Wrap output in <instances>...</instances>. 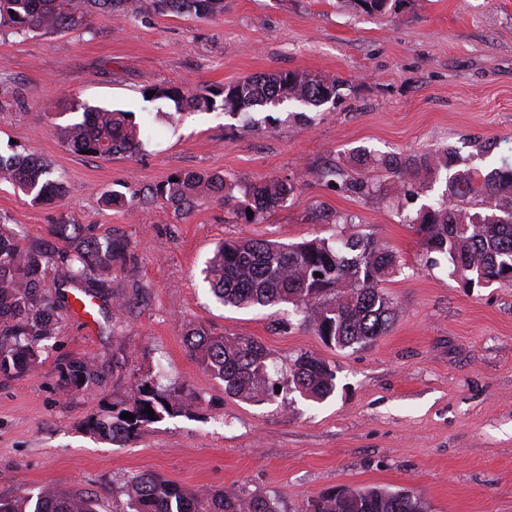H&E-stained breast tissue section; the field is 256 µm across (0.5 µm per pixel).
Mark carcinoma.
Instances as JSON below:
<instances>
[{"label":"carcinoma","mask_w":512,"mask_h":512,"mask_svg":"<svg viewBox=\"0 0 512 512\" xmlns=\"http://www.w3.org/2000/svg\"><path fill=\"white\" fill-rule=\"evenodd\" d=\"M398 0H357L366 13H385ZM152 11L212 17L224 11V0H0V34L15 35L76 31L86 26L94 12L122 18ZM340 84L299 71H279L239 80L207 94L179 87L154 86V101L173 103L175 111L217 105L230 115L255 106L286 101L319 106L336 99ZM66 147L94 157L117 153L134 155L143 150L139 125L130 113L87 107L83 119L59 129ZM456 156L436 150L421 158L386 156L380 164L392 174L395 189L413 196L408 181L419 169L436 181L445 177V193L434 205H422L404 217L420 236L428 252L444 255L455 273L469 286L512 285V164L482 175L455 171ZM177 181L166 179L153 195L174 211L186 213L201 195L224 203L227 212L248 224H257L274 212L294 191L278 179L244 184V198L236 185L218 174L180 172ZM0 178L33 200L62 201L66 186L50 164L32 155H0ZM481 199L484 210L472 212L462 203ZM253 214H248V211ZM55 237L67 242L62 250L39 244L24 247L21 235L0 220V372L30 369L38 343L52 335L55 314L69 308L68 297L48 298L42 282L54 275L58 287L74 288L89 299L104 296L112 272L127 264V244L101 238L80 224H55ZM398 257L377 240L358 233L332 244L324 239L275 244L263 240L224 242L204 269L205 280L216 299L235 307L288 304V315L311 328L326 345L346 349L367 346L390 327L396 306L382 291L385 278L396 272ZM321 276H315V273ZM188 347L201 366L224 384V394L243 402L262 403L275 398L276 385L269 370L270 353L256 339L236 334L212 335L203 328L187 331ZM93 366L72 361L63 376L75 387L91 381ZM293 388L321 401L336 390L331 366L308 353L294 362ZM190 407L182 390L159 388L151 377L136 381L126 411L108 418H89L87 428L114 442H128L142 427L177 415ZM154 411L149 419L144 410ZM127 512H280L278 502L264 495L246 496L233 488L198 496L151 473L133 476L126 485ZM0 512H97L96 503L76 491L46 489L36 496L0 497ZM307 512H426L414 492L379 488L334 487L311 500Z\"/></svg>","instance_id":"cac0c4a2"}]
</instances>
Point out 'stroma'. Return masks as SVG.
<instances>
[{
  "label": "stroma",
  "instance_id": "stroma-1",
  "mask_svg": "<svg viewBox=\"0 0 512 512\" xmlns=\"http://www.w3.org/2000/svg\"><path fill=\"white\" fill-rule=\"evenodd\" d=\"M276 71L343 88L320 106L235 116L203 107L171 116L142 97L152 85L219 90ZM78 103L131 112L143 152L67 148L58 130L81 120ZM442 148L461 170L512 163V0H401L382 14L354 0H224L208 19L98 12L78 31L0 35V154L44 158L67 188L49 205L0 182V217L27 245L52 240L51 225L83 224L133 253L113 271L92 330L61 312L33 368L0 372V494L60 488L92 495L98 512H126L127 480L150 472L197 495L272 496L281 512H306L335 486L409 489L427 512H512V285L468 287L445 256L426 252L402 218L438 199L444 181L416 174L417 193L405 197L379 163ZM361 150L367 163L355 160ZM328 168L337 177H321ZM181 171L288 179L295 189L258 224L207 196L180 214L148 194ZM354 178L377 192L346 191ZM110 194L123 205H105ZM356 232L401 264L382 284L396 318L370 347L334 348L273 309L222 305L204 280L227 239ZM196 325L254 337L285 384L297 355L323 359L336 391L319 403L286 388L259 405L226 396L185 342ZM75 360L95 367L87 387L64 382ZM147 376L184 389L189 411L123 445L86 428L88 417L129 406Z\"/></svg>",
  "mask_w": 512,
  "mask_h": 512
}]
</instances>
